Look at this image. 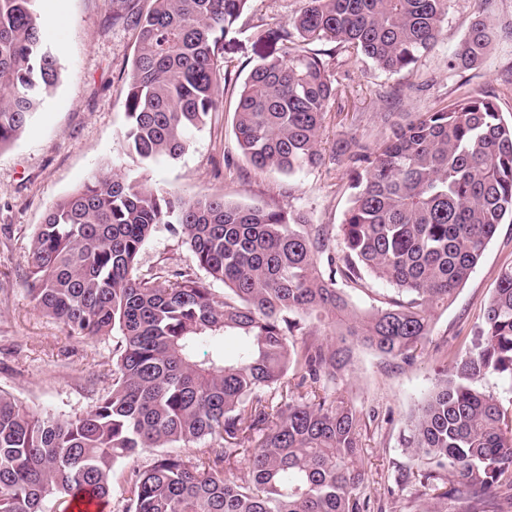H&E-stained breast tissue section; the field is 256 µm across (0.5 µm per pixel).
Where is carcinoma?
<instances>
[{"mask_svg": "<svg viewBox=\"0 0 512 512\" xmlns=\"http://www.w3.org/2000/svg\"><path fill=\"white\" fill-rule=\"evenodd\" d=\"M124 102V150L148 167L191 147L220 104L219 58L249 0H152ZM451 0H305L240 87L235 131L257 169L292 176L321 161L336 84L313 48L333 43L385 73L438 41ZM40 0H0V148L20 136L62 78ZM491 25L476 20L455 63L479 64ZM339 236L305 214L224 196L185 199L112 169L93 172L46 213L26 277L34 307L79 339L118 337L112 389L55 418L0 391V512L106 499L117 465L168 452L124 476V512H371L361 494L363 414L325 381L353 348L411 364L505 219L512 218V119L495 95H467L394 126L374 152L351 141ZM161 224L178 226L196 267L142 273ZM370 276L397 297L363 310L344 288ZM224 284L219 296L213 283ZM323 331L329 340L312 339ZM237 339L228 355L225 339ZM512 384V266L480 331L443 371L402 433L425 512L512 499V418L479 383ZM204 449L194 456L180 448ZM243 465L247 477L234 470Z\"/></svg>", "mask_w": 512, "mask_h": 512, "instance_id": "obj_1", "label": "carcinoma"}]
</instances>
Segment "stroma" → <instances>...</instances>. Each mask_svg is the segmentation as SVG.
I'll list each match as a JSON object with an SVG mask.
<instances>
[{"instance_id":"obj_1","label":"stroma","mask_w":512,"mask_h":512,"mask_svg":"<svg viewBox=\"0 0 512 512\" xmlns=\"http://www.w3.org/2000/svg\"><path fill=\"white\" fill-rule=\"evenodd\" d=\"M303 4L251 0L227 53L232 66L222 85V108L194 134L180 160L147 167L122 153L119 133L136 46L133 20L151 0H43L42 15L60 19L43 31L63 74L30 127L0 148V390L62 418L86 409L112 386L115 336H68L33 307L25 285L36 225L92 172L114 166L187 199L217 193L243 204L300 211L312 223L333 229L330 247L337 250L342 240L335 231L348 206V167L332 160L337 146L355 138L376 149L390 134L385 113L427 112L464 95H497L503 114L512 115V94L505 90L512 79V0H452L439 42L414 67L386 74L342 54H325L342 94L321 132L322 163L291 178L254 168L242 157L234 132L236 94L259 61L257 30L278 28ZM478 18L492 25V46L476 66L455 67L459 44ZM193 264L183 237L166 224L139 256L144 272ZM510 265L512 223H505L454 302L433 312L431 334L414 364L359 347L348 374L337 382V392L364 414L363 491L382 512H422L426 499L416 486L394 483L397 471L414 464L400 442L404 419L433 389L454 353L465 349L499 272Z\"/></svg>"}]
</instances>
